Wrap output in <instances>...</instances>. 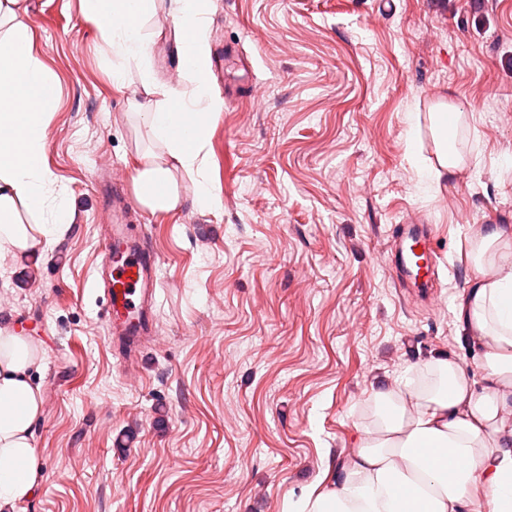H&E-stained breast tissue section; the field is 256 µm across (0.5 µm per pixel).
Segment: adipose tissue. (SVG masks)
<instances>
[{
  "label": "adipose tissue",
  "instance_id": "adipose-tissue-1",
  "mask_svg": "<svg viewBox=\"0 0 512 512\" xmlns=\"http://www.w3.org/2000/svg\"><path fill=\"white\" fill-rule=\"evenodd\" d=\"M95 22L113 86L139 83L131 100L137 148L135 200L153 213L182 203L179 174L192 175L194 202L221 200L206 174V147L223 103L210 77L206 0H83ZM165 11L182 44L180 81L150 66ZM24 0H0V254L26 257L62 234L71 210L51 205L43 163L55 82L34 52ZM474 277L456 309L475 351L474 368L444 357L428 367L437 389L404 383L375 390V420L336 467L328 491L308 490L297 512H512V231L477 227L468 254ZM40 353L0 328V512L30 497L39 469L33 427L42 391L32 379Z\"/></svg>",
  "mask_w": 512,
  "mask_h": 512
}]
</instances>
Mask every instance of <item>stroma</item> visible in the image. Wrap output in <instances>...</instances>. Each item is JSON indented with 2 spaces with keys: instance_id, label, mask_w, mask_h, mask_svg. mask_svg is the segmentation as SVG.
<instances>
[{
  "instance_id": "1",
  "label": "stroma",
  "mask_w": 512,
  "mask_h": 512,
  "mask_svg": "<svg viewBox=\"0 0 512 512\" xmlns=\"http://www.w3.org/2000/svg\"><path fill=\"white\" fill-rule=\"evenodd\" d=\"M56 79L44 165L73 222L0 261V328L43 351L42 479L15 512H294L331 487L380 384L472 361L455 314L478 224L512 225V0H210L225 103L207 146L221 208L151 214L133 196L130 94L81 0H26ZM450 104L451 176L430 118ZM159 261V343L120 364L93 283L112 220ZM429 224L438 299L388 253Z\"/></svg>"
}]
</instances>
